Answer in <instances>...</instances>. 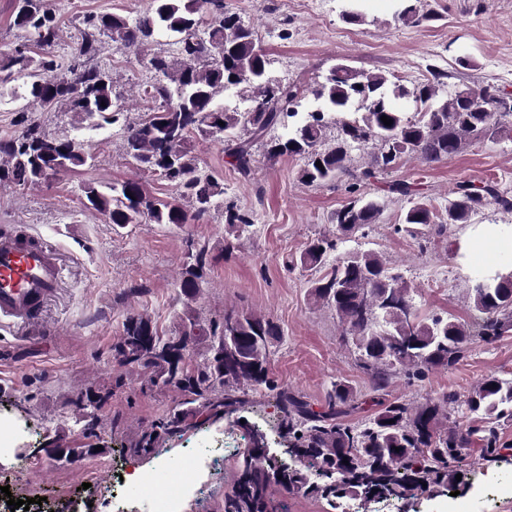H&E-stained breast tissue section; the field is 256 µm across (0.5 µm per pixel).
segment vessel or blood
Segmentation results:
<instances>
[{"instance_id":"b4317fda","label":"vessel or blood","mask_w":512,"mask_h":512,"mask_svg":"<svg viewBox=\"0 0 512 512\" xmlns=\"http://www.w3.org/2000/svg\"><path fill=\"white\" fill-rule=\"evenodd\" d=\"M63 276L57 249L29 235L0 232V320L37 322Z\"/></svg>"}]
</instances>
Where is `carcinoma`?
Listing matches in <instances>:
<instances>
[{
  "mask_svg": "<svg viewBox=\"0 0 512 512\" xmlns=\"http://www.w3.org/2000/svg\"><path fill=\"white\" fill-rule=\"evenodd\" d=\"M12 18L13 27L35 36L37 49L25 45L0 52V100L17 97V88L9 86L17 77L35 109L52 112L63 105L89 129L116 124L123 115L112 78L94 63L101 38L142 49L157 32L174 39L176 61L148 52L139 59L155 75L144 95L156 106L144 119L124 125L123 148L136 168L160 171L161 179L179 191V198H151L138 179L114 184L106 192L86 188L87 207L117 228L144 217L154 224H187L224 197V185L200 172L191 144L194 135L221 139L238 173L247 177L255 163L252 139L289 126L288 137L269 141L267 155L305 158L302 182L321 184L343 175L357 182L374 179L406 155L436 162L459 153L469 138L512 130V111H505L512 108V99L491 85L458 87L444 99L438 97L435 84L409 90L344 63L305 89L275 80L268 76L266 54L254 30L224 9V0H151L150 9L133 21L118 14L88 15L65 68L50 52L61 29L45 0H13ZM397 19L418 26L435 16L420 12L413 0H401ZM231 90L250 102L249 107L241 110L220 103V95ZM309 95L315 108L299 111L301 100ZM406 97L424 107L420 120L412 121L393 107L391 99ZM383 116L393 123L384 124ZM330 124L338 126L341 137L325 148L323 134ZM18 125L12 136L0 139V181L36 185L62 171L92 165L94 156L83 142L49 135L25 116ZM369 142L378 149L375 165L356 173L350 168V148ZM492 204L512 211V196L494 181L481 186L462 181L448 200V223H435L430 209L415 203L399 231L425 247L448 234L449 226L468 222ZM379 212L376 201L356 199L336 211V230L346 236L368 227L376 223ZM225 222L232 234L252 225L250 217L234 206L226 207ZM333 252L336 256L330 261ZM299 263L325 270L312 282L310 295L336 311L362 368L371 372L379 389L388 385L393 371L420 378L431 367L452 366L465 358L473 337L492 343L512 330L511 258L468 276L477 312L472 330L441 314L426 323L418 321L410 288L373 252H340L338 240L320 239L300 253ZM205 266V249L187 254L179 284L186 297H194ZM280 338L276 325L251 312H226L222 321L206 325L193 317L190 329L178 337L161 336L148 318L129 316L114 345L115 355L122 364L145 370L148 385L175 388L182 395L178 406L145 433V444L177 432L189 421L240 411L251 387L271 385L268 363ZM196 341L205 343L206 358L194 366L186 351ZM277 398L282 412L279 428L288 438L290 453L305 468L275 459L257 446L248 449L225 512H262L275 471L282 475L281 484L319 496L334 510L346 497L414 499L450 486L459 488L464 482L455 479L456 463L468 434H442L437 427L451 407L480 420L471 433L480 435L488 459L512 455V448L500 444L498 432L501 420H512V378L490 375L465 395L448 392L417 407L394 401L358 424L343 420L357 406L350 387L342 383L332 386L320 411L286 389L277 392ZM344 459L349 464H343Z\"/></svg>",
  "mask_w": 512,
  "mask_h": 512,
  "instance_id": "cac0c4a2",
  "label": "carcinoma"
}]
</instances>
